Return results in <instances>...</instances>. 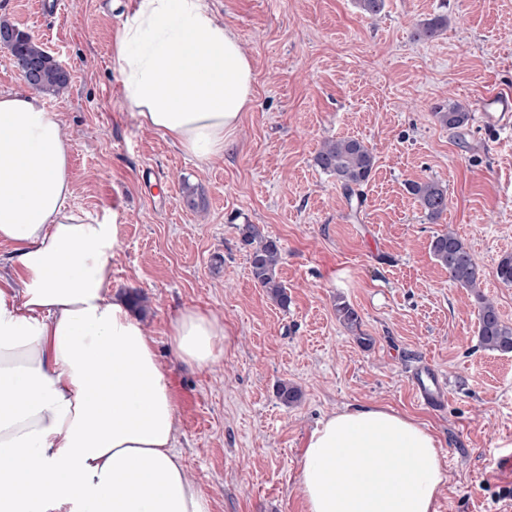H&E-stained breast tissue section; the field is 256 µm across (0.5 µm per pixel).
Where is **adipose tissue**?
Masks as SVG:
<instances>
[{
  "label": "adipose tissue",
  "mask_w": 512,
  "mask_h": 512,
  "mask_svg": "<svg viewBox=\"0 0 512 512\" xmlns=\"http://www.w3.org/2000/svg\"><path fill=\"white\" fill-rule=\"evenodd\" d=\"M112 54L140 123L200 160L223 154L255 72L204 0H138ZM70 142L32 92L0 94V512H211L176 450L178 404L145 323L112 292L116 225L69 206ZM177 356L203 370L229 332L184 310ZM437 442L376 406L332 412L309 434L306 512H435Z\"/></svg>",
  "instance_id": "obj_1"
}]
</instances>
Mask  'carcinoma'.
Wrapping results in <instances>:
<instances>
[{
  "label": "carcinoma",
  "instance_id": "obj_1",
  "mask_svg": "<svg viewBox=\"0 0 512 512\" xmlns=\"http://www.w3.org/2000/svg\"><path fill=\"white\" fill-rule=\"evenodd\" d=\"M14 36L12 56L18 67L35 72L31 89L60 94L69 85V73L51 56L31 34L9 23H0V33ZM437 121L450 130L465 127L470 112L457 102L445 112L435 113ZM323 172L336 178L341 186L351 192L366 184L372 176L376 158L369 146L356 138H339L323 143L314 157ZM409 194L418 202L431 221H436L448 210V192L435 181H412L407 184ZM183 203L191 210L204 206L205 201L190 184L183 188ZM240 241L247 249L250 271L255 282L264 288L280 306L288 307L286 287L278 277V265L282 255L279 240L263 234L255 224L237 225ZM430 250L436 261L448 270V277L459 288L477 297L478 338L482 347L489 351L512 352V325L505 322L494 302L480 291V273L469 247L454 232L448 231L433 237ZM499 282L512 287V254H504L497 263ZM336 317L352 331L361 326V316L344 300L336 301Z\"/></svg>",
  "mask_w": 512,
  "mask_h": 512
}]
</instances>
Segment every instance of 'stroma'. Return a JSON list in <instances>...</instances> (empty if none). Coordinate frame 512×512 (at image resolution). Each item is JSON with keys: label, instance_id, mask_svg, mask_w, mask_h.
Returning a JSON list of instances; mask_svg holds the SVG:
<instances>
[{"label": "stroma", "instance_id": "stroma-1", "mask_svg": "<svg viewBox=\"0 0 512 512\" xmlns=\"http://www.w3.org/2000/svg\"><path fill=\"white\" fill-rule=\"evenodd\" d=\"M136 2L65 0L51 19L34 0H0V21L70 74L65 95L43 96L71 142L70 204L118 227L112 290L139 301L178 400L177 450L212 512H305L307 436L331 412L368 405L411 415L436 438L446 476L436 512H512V486L484 478L512 442V353L480 345L473 297L429 248L438 233L460 235L512 324V288L496 275L512 253V130L454 133L434 117L512 91V0H385L374 18L355 0H205L256 73L231 144L207 161L143 127L123 100L112 43ZM436 16L447 20L440 35L417 39ZM346 136L376 157L372 180L351 193L314 163L323 141ZM422 180L448 190L438 221L406 189ZM186 181L204 210L184 205ZM247 222L282 244L287 306L251 276L237 231ZM340 298L361 316L358 333L338 321ZM188 308L231 332L212 368L171 352L170 323ZM423 369L446 383L440 408L414 394ZM284 382L300 391L289 406L276 393Z\"/></svg>", "mask_w": 512, "mask_h": 512}]
</instances>
